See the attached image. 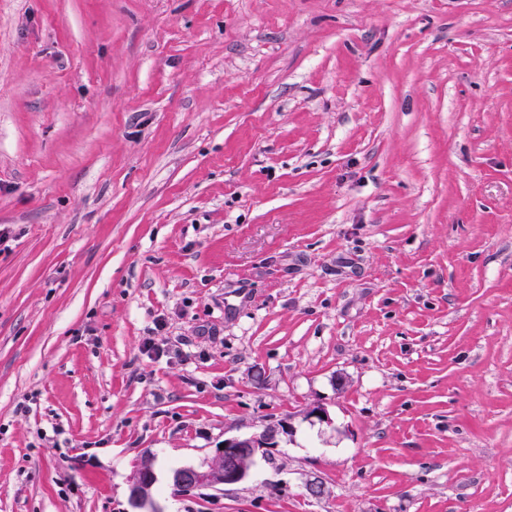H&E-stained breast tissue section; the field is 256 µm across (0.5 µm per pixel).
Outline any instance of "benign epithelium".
<instances>
[{"label":"benign epithelium","instance_id":"obj_1","mask_svg":"<svg viewBox=\"0 0 512 512\" xmlns=\"http://www.w3.org/2000/svg\"><path fill=\"white\" fill-rule=\"evenodd\" d=\"M293 426L288 419L265 427L259 433L246 436H235L224 439V449L218 460L207 467H184L175 472L172 484L192 489L197 487H223L244 482L257 455H267L270 448H276L283 436H290ZM155 485L153 460L143 457L138 465L134 481L130 488V499L134 506L144 507L151 502ZM306 494L315 499L325 495L326 487L322 478L311 475L305 482Z\"/></svg>","mask_w":512,"mask_h":512}]
</instances>
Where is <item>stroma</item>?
<instances>
[{
  "label": "stroma",
  "instance_id": "stroma-1",
  "mask_svg": "<svg viewBox=\"0 0 512 512\" xmlns=\"http://www.w3.org/2000/svg\"><path fill=\"white\" fill-rule=\"evenodd\" d=\"M0 226V512H512V0H0ZM290 418L265 427L259 433L225 438L218 460L207 467H184L175 472L172 484L192 489L224 487L244 482L258 454L267 455L269 448L278 447L281 436H291ZM155 480L153 460L145 456L139 462L130 488V499L134 506L142 508L152 501Z\"/></svg>",
  "mask_w": 512,
  "mask_h": 512
}]
</instances>
